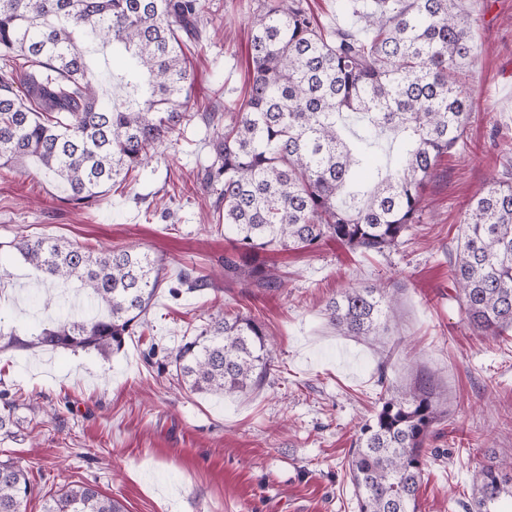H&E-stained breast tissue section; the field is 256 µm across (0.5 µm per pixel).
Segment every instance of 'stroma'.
I'll use <instances>...</instances> for the list:
<instances>
[{"label":"stroma","instance_id":"35a3bbf8","mask_svg":"<svg viewBox=\"0 0 512 512\" xmlns=\"http://www.w3.org/2000/svg\"><path fill=\"white\" fill-rule=\"evenodd\" d=\"M259 0H210L207 37L191 48L189 105L243 96L250 20ZM475 57L463 89L473 112L460 144L423 190L422 223L395 246L363 253L327 241L312 252L260 255L281 275L259 288L224 275L233 246L199 174L214 130L182 127L128 187L76 208L34 166H0V243L49 236L91 251L129 247L162 259L143 335L103 357L93 350H0V391L18 392V428L0 432V459L35 486L25 512H43L62 485L89 483L126 512H358L346 469L360 425L383 387L428 381L445 414L427 441L418 512H462L475 467L512 460V330L468 322L451 278L459 225L487 183L512 174V0H459ZM0 322L30 335L47 317L37 273L0 252ZM208 285H179L181 269ZM179 286V296L168 289ZM381 286L397 305L387 332L364 343L338 335L329 302L348 287ZM240 312L274 345L264 383L217 397L188 391L170 353L211 318Z\"/></svg>","mask_w":512,"mask_h":512}]
</instances>
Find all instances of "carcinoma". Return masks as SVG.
Listing matches in <instances>:
<instances>
[{
	"label": "carcinoma",
	"instance_id": "cac0c4a2",
	"mask_svg": "<svg viewBox=\"0 0 512 512\" xmlns=\"http://www.w3.org/2000/svg\"><path fill=\"white\" fill-rule=\"evenodd\" d=\"M356 29L320 26L303 0H262L251 22L247 95L226 107L204 170L224 211L235 255L224 270L262 287L278 283L258 263L267 251H313L333 239L380 253L423 220V188L471 116L461 75L474 55L458 0H341ZM208 0H0V161L36 160L63 200L91 207L121 175L140 173L197 117L185 49ZM128 58L126 84L148 78V94L117 102L89 79V57L105 48ZM451 269L469 322L498 335L512 328V182L493 180L461 220ZM45 279L73 282L88 298L9 347L120 351L146 323L165 282L163 262L134 248L98 255L51 237L7 243ZM396 299L369 286L328 304L343 336L388 330ZM177 374L200 394L260 386L272 362L262 325L237 313L216 317L172 354ZM443 411L418 383L381 398L359 428L348 460L358 512H417L427 440ZM25 470L0 461V512H23ZM512 501V461L475 471L465 512H502ZM44 512H124L92 484H67Z\"/></svg>",
	"mask_w": 512,
	"mask_h": 512
}]
</instances>
